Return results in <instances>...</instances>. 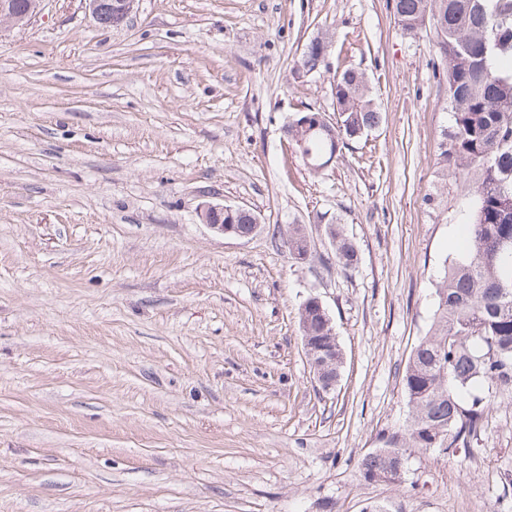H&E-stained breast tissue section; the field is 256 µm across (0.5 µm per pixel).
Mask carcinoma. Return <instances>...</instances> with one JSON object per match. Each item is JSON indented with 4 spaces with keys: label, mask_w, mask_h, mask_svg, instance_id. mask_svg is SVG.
<instances>
[{
    "label": "carcinoma",
    "mask_w": 512,
    "mask_h": 512,
    "mask_svg": "<svg viewBox=\"0 0 512 512\" xmlns=\"http://www.w3.org/2000/svg\"><path fill=\"white\" fill-rule=\"evenodd\" d=\"M401 29L433 32L439 81L448 92L452 124L436 143L441 176L454 168L469 198L464 255L443 265L430 325L412 348L402 374L408 413L404 424L378 434L379 452L359 462L367 482L394 483L416 448L442 457L474 447L487 426L497 394H512V0H394ZM330 41L316 37L297 62L304 75L330 69ZM336 141L328 135L288 130L289 141L306 137L311 160L341 155L353 141L379 127L382 112L365 74L346 67L334 80ZM336 263L358 260L355 244L332 234ZM307 335L323 341L327 326L315 310H300ZM317 362L343 366L341 346L326 344Z\"/></svg>",
    "instance_id": "obj_1"
}]
</instances>
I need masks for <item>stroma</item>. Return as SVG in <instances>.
Here are the masks:
<instances>
[{"label":"stroma","instance_id":"1","mask_svg":"<svg viewBox=\"0 0 512 512\" xmlns=\"http://www.w3.org/2000/svg\"><path fill=\"white\" fill-rule=\"evenodd\" d=\"M318 36L383 121L315 172L285 127L334 113L332 73L297 71ZM437 63L392 0H136L118 27L40 0L0 28V512H512L509 398L467 452L415 451L399 484L358 472L405 419L402 372L461 253ZM214 194L258 231L202 224ZM310 297L344 355L328 393L301 341ZM336 263L344 269L352 267L358 260V251L355 244L339 230L333 234Z\"/></svg>","mask_w":512,"mask_h":512}]
</instances>
